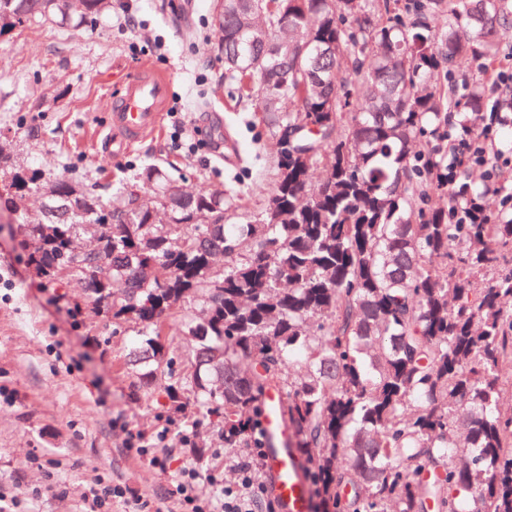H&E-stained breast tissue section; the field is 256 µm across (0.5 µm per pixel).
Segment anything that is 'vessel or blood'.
Wrapping results in <instances>:
<instances>
[{
    "label": "vessel or blood",
    "mask_w": 512,
    "mask_h": 512,
    "mask_svg": "<svg viewBox=\"0 0 512 512\" xmlns=\"http://www.w3.org/2000/svg\"><path fill=\"white\" fill-rule=\"evenodd\" d=\"M172 96L170 74L152 68H139L121 85L110 107L106 141L119 154L133 143L155 135L161 126ZM283 398L266 393L262 399L265 463L271 493L280 512H312V493L306 477L308 464L297 449L289 445L288 429L281 419Z\"/></svg>",
    "instance_id": "vessel-or-blood-1"
}]
</instances>
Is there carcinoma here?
<instances>
[{"instance_id": "1", "label": "carcinoma", "mask_w": 512, "mask_h": 512, "mask_svg": "<svg viewBox=\"0 0 512 512\" xmlns=\"http://www.w3.org/2000/svg\"><path fill=\"white\" fill-rule=\"evenodd\" d=\"M0 0V35L90 22L111 0ZM512 0H224L225 75L275 136L268 204L182 192L155 165L148 199L39 171L3 195L47 286L82 281L96 313L138 327L139 390L164 386L184 425L226 448L264 440L278 391L295 447L317 448L326 512H512V180L499 207L459 152L485 112L512 114L481 73L502 57ZM178 374L166 319L185 302Z\"/></svg>"}]
</instances>
